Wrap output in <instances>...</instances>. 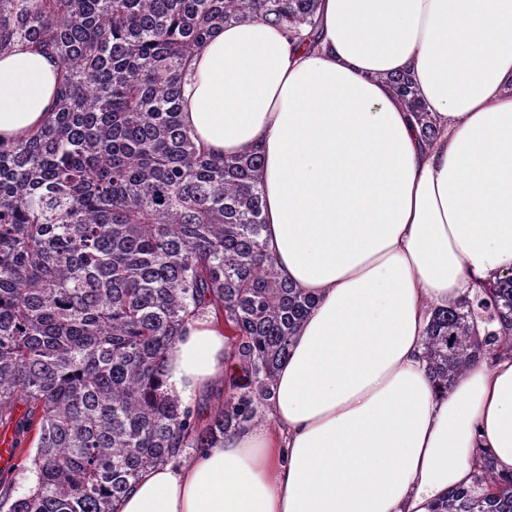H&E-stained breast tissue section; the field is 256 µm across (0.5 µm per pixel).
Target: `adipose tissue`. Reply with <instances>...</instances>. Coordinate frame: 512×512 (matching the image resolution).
I'll return each mask as SVG.
<instances>
[{
	"label": "adipose tissue",
	"instance_id": "ef3b65f1",
	"mask_svg": "<svg viewBox=\"0 0 512 512\" xmlns=\"http://www.w3.org/2000/svg\"><path fill=\"white\" fill-rule=\"evenodd\" d=\"M324 41L262 22L198 52L181 119L216 156L261 150L266 249L317 304L278 372L271 423L148 469L115 512H431L478 449L512 470V353L435 395L432 310L512 269V0H321ZM409 73L426 144L384 78ZM57 58L0 56V140L47 122ZM230 347L208 318L167 356L196 402Z\"/></svg>",
	"mask_w": 512,
	"mask_h": 512
}]
</instances>
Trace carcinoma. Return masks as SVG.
Instances as JSON below:
<instances>
[{"label": "carcinoma", "mask_w": 512, "mask_h": 512, "mask_svg": "<svg viewBox=\"0 0 512 512\" xmlns=\"http://www.w3.org/2000/svg\"><path fill=\"white\" fill-rule=\"evenodd\" d=\"M320 0H0V55L18 42L62 67L51 117L0 144V427L34 455L7 512H113L147 469L263 419L314 299L277 274L262 237L263 158L217 157L180 118L194 53L227 24L264 22L309 50ZM422 136L436 126L409 75H389ZM233 347L201 419L163 390L186 323ZM512 352V275L433 311L435 394ZM432 512H512V471L481 452Z\"/></svg>", "instance_id": "obj_1"}]
</instances>
